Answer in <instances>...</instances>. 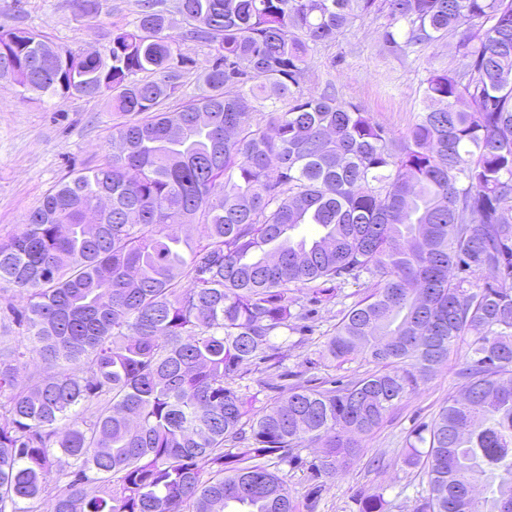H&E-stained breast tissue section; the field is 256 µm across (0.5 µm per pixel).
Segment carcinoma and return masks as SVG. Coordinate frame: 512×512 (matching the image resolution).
Masks as SVG:
<instances>
[{
  "instance_id": "1",
  "label": "carcinoma",
  "mask_w": 512,
  "mask_h": 512,
  "mask_svg": "<svg viewBox=\"0 0 512 512\" xmlns=\"http://www.w3.org/2000/svg\"><path fill=\"white\" fill-rule=\"evenodd\" d=\"M137 8L84 51L0 30V77L123 118L104 163L0 239V283L26 296L0 294V512H296L271 466L316 447L311 470L335 475L460 340L462 388L410 444L418 512H512V0ZM174 14L210 53L171 108ZM378 17L391 47L456 37L398 137L332 84L302 89L317 46ZM349 284L366 292L322 356L374 369L286 383L288 333ZM261 364L279 396L258 409L241 380Z\"/></svg>"
}]
</instances>
